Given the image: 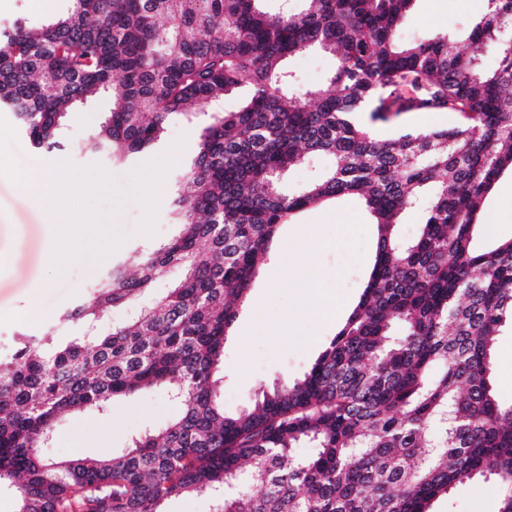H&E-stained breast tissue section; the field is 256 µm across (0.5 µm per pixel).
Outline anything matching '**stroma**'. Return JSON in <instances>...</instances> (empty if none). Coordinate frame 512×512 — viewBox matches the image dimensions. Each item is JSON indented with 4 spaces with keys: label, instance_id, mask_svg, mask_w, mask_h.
Masks as SVG:
<instances>
[{
    "label": "stroma",
    "instance_id": "stroma-1",
    "mask_svg": "<svg viewBox=\"0 0 512 512\" xmlns=\"http://www.w3.org/2000/svg\"><path fill=\"white\" fill-rule=\"evenodd\" d=\"M483 0H416L401 36L426 37L436 28L465 30ZM66 0H0V24L24 20L39 26L62 13ZM285 66L299 89L320 85L335 70L332 55L311 50L288 57ZM109 105L108 95L92 97L72 113L66 148L57 153L34 150L12 113L0 112V355L14 349L18 334L50 335L62 340L79 332L76 324H57V315L87 296L92 286L120 256L136 248L158 245L178 230L171 220L172 183L183 172L201 126L171 121L158 145L131 165L113 162L86 143ZM50 169L64 191L46 201L36 181L19 173ZM496 226L483 234L478 247L512 238V173L501 176L482 209ZM95 218L99 228L86 234ZM69 230L77 246L64 266H57L52 246L61 230ZM310 234L326 241L323 249L301 258L302 267L319 278L320 296L353 310L364 290L375 252L377 231L361 200L345 197L315 205L282 225L277 245ZM40 293V311L26 315L32 291ZM301 290L288 271L266 262L255 279L238 318L224 341V410L235 413L278 379L300 378L336 336L339 323L303 310ZM494 391L500 403L512 405V328L503 327L492 363ZM179 412L176 400L161 387L131 399L114 400L110 410L83 409L57 424L48 454L58 459L106 457L126 447L132 436L164 425ZM503 487L494 477L455 486L433 504V512H499Z\"/></svg>",
    "mask_w": 512,
    "mask_h": 512
}]
</instances>
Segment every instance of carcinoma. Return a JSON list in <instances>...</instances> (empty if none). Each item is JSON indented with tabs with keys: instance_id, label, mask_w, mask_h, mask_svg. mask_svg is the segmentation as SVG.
Masks as SVG:
<instances>
[{
	"instance_id": "cac0c4a2",
	"label": "carcinoma",
	"mask_w": 512,
	"mask_h": 512,
	"mask_svg": "<svg viewBox=\"0 0 512 512\" xmlns=\"http://www.w3.org/2000/svg\"><path fill=\"white\" fill-rule=\"evenodd\" d=\"M67 2L36 28L0 29V110L34 148L62 149L70 114L100 93L112 105L90 147L127 164L170 121L194 119L191 107L246 99L201 129L175 181L179 233L131 251L61 313L82 333H21L0 361V486L18 512H162L192 494L213 512H430L478 476L512 488V405L491 380L512 319V238L476 247L478 213L512 171V0H486L468 53L451 28L401 39L416 0ZM307 50L337 65L302 91L282 62ZM436 111L460 121L376 133L401 113ZM318 155L331 166L286 190L284 175ZM341 196L359 197L377 225L358 305L303 377L226 414L224 338L270 242L296 213ZM412 210L423 219L405 239ZM137 298L149 302L130 323L98 330ZM157 386L180 404L164 426L108 458L43 454L67 413ZM301 443L314 454L294 457Z\"/></svg>"
}]
</instances>
